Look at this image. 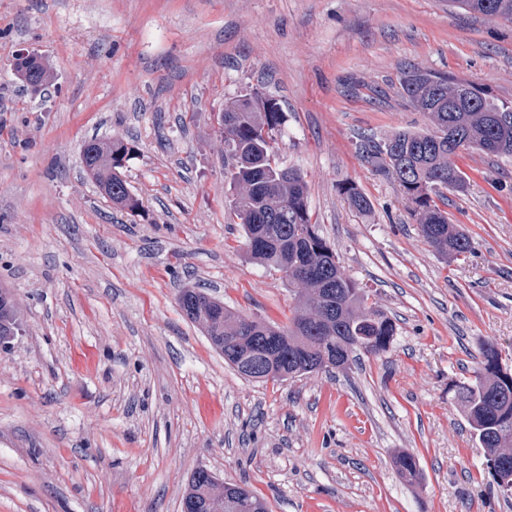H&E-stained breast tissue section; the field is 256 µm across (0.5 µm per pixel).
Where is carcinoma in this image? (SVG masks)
<instances>
[{
  "instance_id": "carcinoma-1",
  "label": "carcinoma",
  "mask_w": 512,
  "mask_h": 512,
  "mask_svg": "<svg viewBox=\"0 0 512 512\" xmlns=\"http://www.w3.org/2000/svg\"><path fill=\"white\" fill-rule=\"evenodd\" d=\"M449 5L512 22V0H449ZM17 72L35 90L50 80L47 66L30 56L20 58ZM400 86L407 101L428 116L431 128L366 139L359 153L377 172L395 179L436 253L464 254L471 241L448 223V197L437 186H462L463 173L452 157L463 142L468 149L512 157V106L496 102L470 81L432 71L407 70ZM286 120L278 99L246 94L225 103L219 134L227 157L224 177L235 191L231 217L242 224L250 257L288 271V284L298 286L288 325L243 316L195 288L183 289L178 299L182 313L203 329L224 362L244 379L261 383L342 369L357 351L385 352L395 333L392 319L368 304L369 292L343 272L336 250L312 221L302 174L279 164L277 136ZM129 153L121 138L92 140L84 146L83 159L112 203L135 212L139 202L121 172ZM343 193L353 210L370 212V201L354 185ZM16 324L11 301L0 298V336L13 335ZM457 398L486 462L497 465L493 488L512 496V374L504 370L495 345L482 350L474 379L459 385ZM185 497L197 499L202 512H269L264 499L227 482L221 487L193 477Z\"/></svg>"
}]
</instances>
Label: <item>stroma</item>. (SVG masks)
<instances>
[{
    "label": "stroma",
    "mask_w": 512,
    "mask_h": 512,
    "mask_svg": "<svg viewBox=\"0 0 512 512\" xmlns=\"http://www.w3.org/2000/svg\"><path fill=\"white\" fill-rule=\"evenodd\" d=\"M27 53L51 70L36 91L16 71ZM411 67L511 104L512 23L448 0H0V289L23 323L0 351V512H180L200 467L270 512H512L457 402L486 344L512 372V158L455 157L448 221L472 247L441 257L358 152L428 128L400 89ZM253 92L280 100V163L395 324L384 353L266 384L178 306L200 288L291 316L293 286L226 219L216 117ZM112 137L134 147L139 212L85 171V142Z\"/></svg>",
    "instance_id": "1"
}]
</instances>
